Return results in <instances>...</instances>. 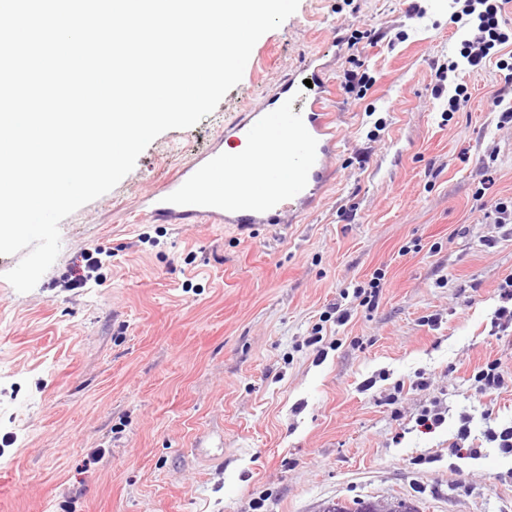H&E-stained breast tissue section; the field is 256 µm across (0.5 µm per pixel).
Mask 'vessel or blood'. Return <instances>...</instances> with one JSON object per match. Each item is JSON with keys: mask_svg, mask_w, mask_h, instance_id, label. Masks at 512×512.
Segmentation results:
<instances>
[{"mask_svg": "<svg viewBox=\"0 0 512 512\" xmlns=\"http://www.w3.org/2000/svg\"><path fill=\"white\" fill-rule=\"evenodd\" d=\"M331 66L311 56L137 201L155 224H285L328 185L344 138Z\"/></svg>", "mask_w": 512, "mask_h": 512, "instance_id": "obj_1", "label": "vessel or blood"}]
</instances>
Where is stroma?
I'll list each match as a JSON object with an SVG mask.
<instances>
[{
    "mask_svg": "<svg viewBox=\"0 0 512 512\" xmlns=\"http://www.w3.org/2000/svg\"><path fill=\"white\" fill-rule=\"evenodd\" d=\"M300 0L256 42L243 78L198 124L159 135L110 192L60 223L30 292L0 255V512H320L411 499L420 512H512V123L487 66L442 117L438 65L461 36L449 0ZM339 94L345 145L330 186L293 224H144L135 201L204 151L312 55ZM111 260L74 286L85 253ZM379 278L378 305L343 298ZM348 308L336 320L333 304ZM497 362L502 388L475 373ZM438 409L440 426H421ZM470 422H463V415ZM500 288V298L505 304L510 302V308L506 305L499 306L494 312L492 323L498 327H507L508 324L512 325V278H506Z\"/></svg>",
    "mask_w": 512,
    "mask_h": 512,
    "instance_id": "1",
    "label": "stroma"
}]
</instances>
